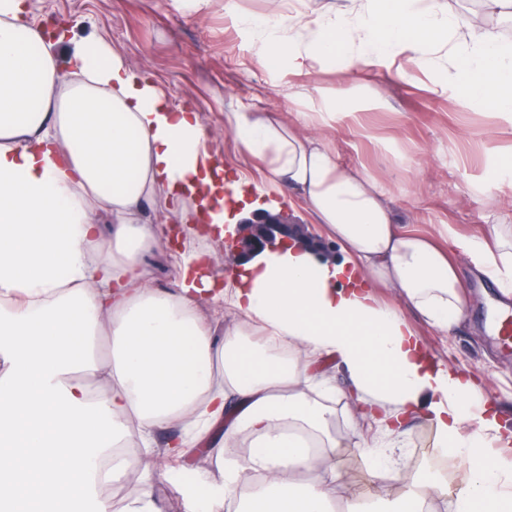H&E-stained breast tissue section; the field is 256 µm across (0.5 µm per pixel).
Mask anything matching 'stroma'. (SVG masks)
Here are the masks:
<instances>
[{
	"instance_id": "35a3bbf8",
	"label": "stroma",
	"mask_w": 512,
	"mask_h": 512,
	"mask_svg": "<svg viewBox=\"0 0 512 512\" xmlns=\"http://www.w3.org/2000/svg\"><path fill=\"white\" fill-rule=\"evenodd\" d=\"M29 6L35 22L72 23L76 34L102 37L133 69L152 73L169 105L200 112L225 172L250 184L264 181L265 166L239 152L224 127L225 113L273 112L286 121L304 115L312 120L309 133L322 138L341 166L366 170L388 187L394 223L432 236L446 224L463 235L512 225V187L486 185L490 171L512 161V120L457 96L438 75L448 66L445 53L415 67L409 82L394 78L396 61L356 66L344 54L315 63L311 74H297L257 64L258 40L226 14L224 0H211L196 16L177 10L173 0H29ZM278 209L319 241L320 256L340 258L339 245L314 223L301 196L290 195ZM463 281L473 298L466 318L446 334L423 323L417 329L438 359L482 375L490 400L512 423V349L486 329L502 296L471 268H464ZM331 405L340 494L366 490L391 503L396 486L387 479L368 482L366 465L355 457L357 432L371 440L375 429L358 427L351 397ZM432 445L431 429L415 421L396 451L400 468L424 470L429 459L421 451Z\"/></svg>"
}]
</instances>
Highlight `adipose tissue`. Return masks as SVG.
Masks as SVG:
<instances>
[{"label":"adipose tissue","instance_id":"obj_1","mask_svg":"<svg viewBox=\"0 0 512 512\" xmlns=\"http://www.w3.org/2000/svg\"><path fill=\"white\" fill-rule=\"evenodd\" d=\"M437 2L385 0L353 21L239 22L261 42L265 66L307 72L342 50L361 65L423 61L456 36L455 25L438 28ZM464 59L472 77L457 91L512 116V44L487 31ZM224 126L244 156L267 163L255 195L300 193L344 261L319 262L291 239L223 279L219 245L246 197L237 189L225 199L200 113L170 107L156 80L102 38L52 32L30 19L27 0H0V504L107 512L98 486L133 472L140 493L129 512H160L149 467L104 459L131 436L145 455L161 453L185 512H333L337 443L324 399L337 390L315 367L327 357L383 437L363 446L373 477L398 473L394 450L420 418L465 471L455 512H512V459L501 454L512 427L483 379L434 357L403 313L444 333L462 321L463 259L512 297V235L463 237L449 224L437 241L409 232L393 223L382 184L341 168L297 124L238 111ZM158 196L184 236L210 243L174 251L171 291L153 288L146 271L164 224L142 214ZM380 288L396 304L380 302ZM205 302L233 311L236 324L200 318ZM171 426L179 435L154 449V433ZM243 439L247 455L225 454ZM200 446L216 472L182 479Z\"/></svg>","mask_w":512,"mask_h":512}]
</instances>
